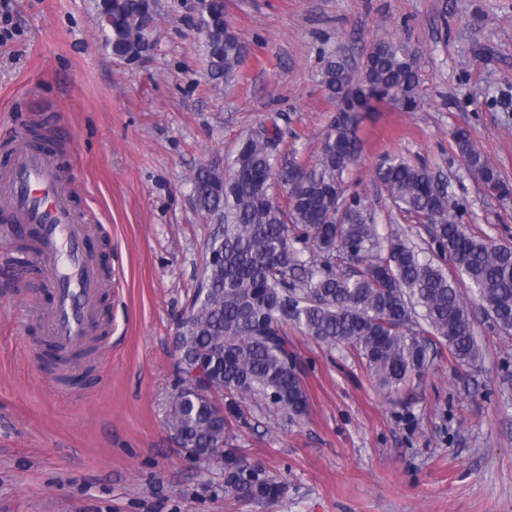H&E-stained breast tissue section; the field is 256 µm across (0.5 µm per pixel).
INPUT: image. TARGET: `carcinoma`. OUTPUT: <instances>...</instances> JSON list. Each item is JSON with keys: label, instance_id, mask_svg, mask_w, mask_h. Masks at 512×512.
Returning a JSON list of instances; mask_svg holds the SVG:
<instances>
[{"label": "carcinoma", "instance_id": "obj_1", "mask_svg": "<svg viewBox=\"0 0 512 512\" xmlns=\"http://www.w3.org/2000/svg\"><path fill=\"white\" fill-rule=\"evenodd\" d=\"M94 9L115 59L135 65L152 55L155 0H94ZM198 25L212 33L202 44L210 74L234 77L244 47L224 0H202ZM421 57L405 37L387 33L367 51L357 78L336 53L322 52L321 83L336 112L313 164L278 167L273 149L282 133L274 124L240 140L228 173L205 167L190 179L196 208L223 224V243L206 258L208 293L195 297L183 329L169 428L194 456L223 464L227 496L263 501L282 491L244 460L230 431L245 397L270 401L288 419L307 414L288 326L330 348L352 346L389 393L422 377L440 346L455 372L481 361L473 305L498 330L512 331V245L468 232L425 167L387 156L375 175L391 204L425 225L427 257L400 232L379 234L368 197L346 195L364 114L416 110ZM452 137L482 186L512 197V182L474 146L469 130L458 127ZM277 176L288 184L285 210L270 193ZM450 264L471 295L460 292Z\"/></svg>", "mask_w": 512, "mask_h": 512}]
</instances>
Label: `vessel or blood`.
Listing matches in <instances>:
<instances>
[{
	"mask_svg": "<svg viewBox=\"0 0 512 512\" xmlns=\"http://www.w3.org/2000/svg\"><path fill=\"white\" fill-rule=\"evenodd\" d=\"M0 206L16 223L40 228L35 257L55 286L46 315L51 340L63 348L86 343L99 328L103 282L84 249L90 227L79 222L54 156L17 139L10 164L0 167Z\"/></svg>",
	"mask_w": 512,
	"mask_h": 512,
	"instance_id": "obj_1",
	"label": "vessel or blood"
}]
</instances>
